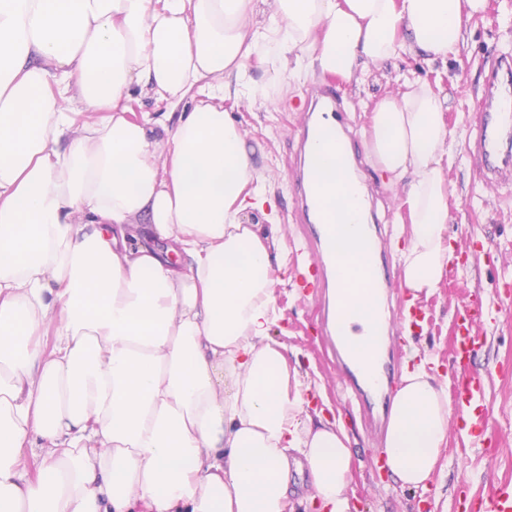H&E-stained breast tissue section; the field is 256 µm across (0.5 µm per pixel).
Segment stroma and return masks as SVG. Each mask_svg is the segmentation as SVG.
<instances>
[{
  "label": "stroma",
  "instance_id": "35a3bbf8",
  "mask_svg": "<svg viewBox=\"0 0 512 512\" xmlns=\"http://www.w3.org/2000/svg\"><path fill=\"white\" fill-rule=\"evenodd\" d=\"M507 16L512 17V0H487L484 14L467 25L457 53L448 60L431 61L422 51L407 50L342 82L348 119L361 139L369 137L376 103L401 95L410 82L427 84L444 99V120L455 136L454 158L444 171L447 236L455 259L464 261L467 268L456 284H441L437 292L426 296L432 323L423 333H403L399 341L402 356L394 369L399 377L426 358L437 381L452 385L448 366L452 311L474 287L492 290L498 275L496 262L512 264V204L481 181L466 153L475 97L484 74L496 53L512 50V24L503 22ZM302 90V85L293 84L265 96L247 91L224 99L229 119L248 132L255 176L275 206L269 218L251 210L244 214L245 224L253 225L260 236L282 243L281 251L272 255L270 270L275 295L270 335L285 347L288 369L297 376L306 413H321L324 422L346 434L352 452V512H466L454 496L460 478H468L477 493L487 492L493 482L512 480V315L493 314L486 328L487 341L476 358L480 368L506 372L505 377L492 379L486 392L485 445L461 438L452 425L438 467L424 487L404 488L391 476L374 478L369 459L376 442L365 431L357 408L338 394L336 371L324 356L319 338L306 333L316 315L313 300L296 295L286 275L299 227L292 222L293 197L285 159L291 130L300 117ZM364 164L361 177L377 200L381 222L391 225L394 233L387 247L390 265L398 271L402 268L400 252L411 238L409 208L392 175L380 170L372 158H365Z\"/></svg>",
  "mask_w": 512,
  "mask_h": 512
}]
</instances>
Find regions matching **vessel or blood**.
Returning a JSON list of instances; mask_svg holds the SVG:
<instances>
[{"label":"vessel or blood","mask_w":512,"mask_h":512,"mask_svg":"<svg viewBox=\"0 0 512 512\" xmlns=\"http://www.w3.org/2000/svg\"><path fill=\"white\" fill-rule=\"evenodd\" d=\"M341 157H349L352 133L344 99L336 80L315 84L305 95L302 121L288 153V178L294 190L293 216L300 225L299 247L294 252L289 276L299 293L315 300L314 332L326 355L340 373L342 395L359 403L361 416L372 437L383 436L389 424V407L374 409L370 390L382 389L381 377L370 375L348 349L347 295L359 285L358 277L337 282L336 237L325 216L323 200L334 183L326 181L314 162L319 141ZM471 164L486 185L512 197V52H500L484 80L473 128L466 144ZM382 235L368 239L366 263L377 281L376 294L385 313L374 328L375 335H396L404 326H420L426 315L399 307L397 280L385 259ZM492 309L484 291H474L470 300L454 313L453 343L449 350L458 376L452 391L456 425L469 439H483L487 431L484 406L488 377L475 366L474 355L482 335L478 328L487 323ZM482 512H512V481L494 483L480 502Z\"/></svg>","instance_id":"1"}]
</instances>
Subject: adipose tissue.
I'll return each mask as SVG.
<instances>
[{
  "label": "adipose tissue",
  "instance_id": "1",
  "mask_svg": "<svg viewBox=\"0 0 512 512\" xmlns=\"http://www.w3.org/2000/svg\"><path fill=\"white\" fill-rule=\"evenodd\" d=\"M486 0H0V512H284L305 461L349 512L343 432L300 418L275 316L271 246L242 222L268 201L222 102L414 47L446 60ZM262 22H254L255 14ZM202 95L159 137L132 87ZM444 104L409 84L375 109L369 151L407 178L404 281L433 294L453 255ZM339 275L364 243L341 195ZM154 242L127 243L139 227ZM448 391L425 365L393 398L401 486L438 463Z\"/></svg>",
  "mask_w": 512,
  "mask_h": 512
}]
</instances>
